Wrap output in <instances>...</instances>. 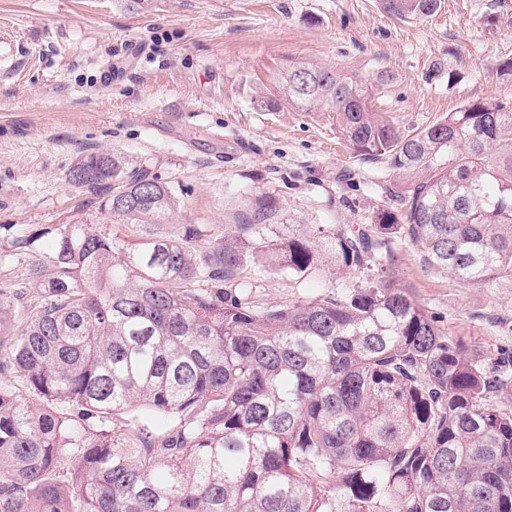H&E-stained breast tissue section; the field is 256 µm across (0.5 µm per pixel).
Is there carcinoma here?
<instances>
[{
    "label": "carcinoma",
    "instance_id": "1",
    "mask_svg": "<svg viewBox=\"0 0 512 512\" xmlns=\"http://www.w3.org/2000/svg\"><path fill=\"white\" fill-rule=\"evenodd\" d=\"M382 5L419 18L440 0ZM371 93L295 62L257 100L269 112H330L354 156L412 176L400 210H380L370 228L290 232L260 261L304 276L331 254L359 269L404 237L463 283L512 277V109L470 100L405 134L369 110ZM69 175L109 189L104 208L128 224H160L176 205L171 185L107 153ZM247 210L243 224H262L277 201ZM45 235L48 260L30 268L39 300L3 362L45 405L0 384V512H74L76 500L81 512H512V359L488 363L444 335L393 278L257 309L224 288L238 235L198 254L193 225L125 248L64 224L25 244ZM201 275L211 287H195ZM137 404L177 422L160 447L69 446L82 422Z\"/></svg>",
    "mask_w": 512,
    "mask_h": 512
}]
</instances>
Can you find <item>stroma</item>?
Returning <instances> with one entry per match:
<instances>
[{
	"label": "stroma",
	"mask_w": 512,
	"mask_h": 512,
	"mask_svg": "<svg viewBox=\"0 0 512 512\" xmlns=\"http://www.w3.org/2000/svg\"><path fill=\"white\" fill-rule=\"evenodd\" d=\"M0 34L19 49L0 63V289L19 295L8 319L22 321L36 296L34 254L21 237L87 224L121 244L144 226L103 207L104 190L73 186L70 169L93 153L126 169L149 167L176 190L162 226L181 237L193 224L203 251L240 234L242 263L228 280L269 308L367 286L378 267L335 259L298 278L258 263L256 253L293 232L373 224L406 187L381 160L362 161L324 112H262L255 98L283 68L310 62L371 84V111L403 133L424 128L465 101L512 104V0H441L432 16L399 19L381 0H0ZM121 75L105 84L102 72ZM275 197L271 220L240 230L249 201ZM392 276L409 287L446 336L490 359L512 355V278L471 286L431 265L405 239L387 244ZM170 421L136 406L89 420L75 447L112 436L116 448L160 442Z\"/></svg>",
	"instance_id": "obj_1"
}]
</instances>
